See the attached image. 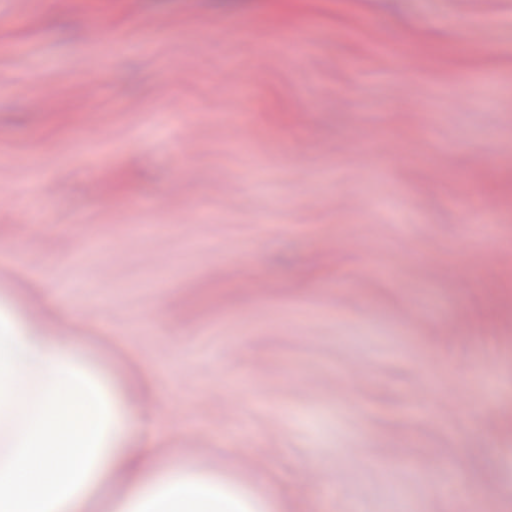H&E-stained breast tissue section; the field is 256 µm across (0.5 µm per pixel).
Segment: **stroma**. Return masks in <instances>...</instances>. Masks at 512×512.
I'll use <instances>...</instances> for the list:
<instances>
[{
	"instance_id": "35a3bbf8",
	"label": "stroma",
	"mask_w": 512,
	"mask_h": 512,
	"mask_svg": "<svg viewBox=\"0 0 512 512\" xmlns=\"http://www.w3.org/2000/svg\"><path fill=\"white\" fill-rule=\"evenodd\" d=\"M511 281L512 0H0V294L152 465L512 512Z\"/></svg>"
}]
</instances>
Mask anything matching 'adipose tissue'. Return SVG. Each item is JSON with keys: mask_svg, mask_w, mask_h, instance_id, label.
I'll return each mask as SVG.
<instances>
[{"mask_svg": "<svg viewBox=\"0 0 512 512\" xmlns=\"http://www.w3.org/2000/svg\"><path fill=\"white\" fill-rule=\"evenodd\" d=\"M123 428L102 372L0 303V512H82L116 469L136 478L112 512H224L223 474H141Z\"/></svg>", "mask_w": 512, "mask_h": 512, "instance_id": "ef3b65f1", "label": "adipose tissue"}]
</instances>
